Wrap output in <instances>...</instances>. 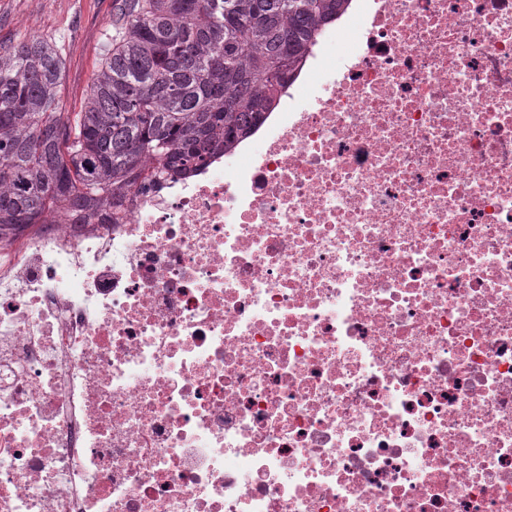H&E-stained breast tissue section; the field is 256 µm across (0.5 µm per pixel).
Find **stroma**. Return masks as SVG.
Segmentation results:
<instances>
[{
  "label": "stroma",
  "mask_w": 512,
  "mask_h": 512,
  "mask_svg": "<svg viewBox=\"0 0 512 512\" xmlns=\"http://www.w3.org/2000/svg\"><path fill=\"white\" fill-rule=\"evenodd\" d=\"M113 0H0V45L28 33L52 41L63 60L64 111H81L93 82Z\"/></svg>",
  "instance_id": "obj_1"
}]
</instances>
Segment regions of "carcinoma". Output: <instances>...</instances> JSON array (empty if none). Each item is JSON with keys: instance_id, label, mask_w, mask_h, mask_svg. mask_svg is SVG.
<instances>
[{"instance_id": "carcinoma-1", "label": "carcinoma", "mask_w": 512, "mask_h": 512, "mask_svg": "<svg viewBox=\"0 0 512 512\" xmlns=\"http://www.w3.org/2000/svg\"><path fill=\"white\" fill-rule=\"evenodd\" d=\"M84 109L45 39L0 46V235L93 217L231 150L346 0H115Z\"/></svg>"}]
</instances>
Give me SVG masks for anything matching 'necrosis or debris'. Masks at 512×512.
<instances>
[{"instance_id": "obj_1", "label": "necrosis or debris", "mask_w": 512, "mask_h": 512, "mask_svg": "<svg viewBox=\"0 0 512 512\" xmlns=\"http://www.w3.org/2000/svg\"><path fill=\"white\" fill-rule=\"evenodd\" d=\"M122 208L0 237V512H512V0H348Z\"/></svg>"}]
</instances>
